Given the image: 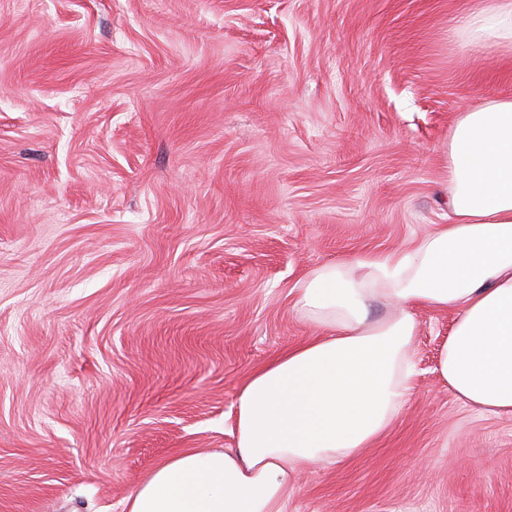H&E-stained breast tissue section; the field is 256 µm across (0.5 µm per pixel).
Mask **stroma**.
<instances>
[{
    "mask_svg": "<svg viewBox=\"0 0 512 512\" xmlns=\"http://www.w3.org/2000/svg\"><path fill=\"white\" fill-rule=\"evenodd\" d=\"M495 0H0V512H124L159 460L234 447L293 288L448 221L460 112L512 96ZM389 433L289 512H512V414L434 371L416 314ZM501 3L472 16L466 24L472 41L485 47L510 42L512 45V1Z\"/></svg>",
    "mask_w": 512,
    "mask_h": 512,
    "instance_id": "stroma-1",
    "label": "stroma"
}]
</instances>
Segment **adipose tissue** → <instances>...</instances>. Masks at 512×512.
I'll return each mask as SVG.
<instances>
[{
	"instance_id": "obj_1",
	"label": "adipose tissue",
	"mask_w": 512,
	"mask_h": 512,
	"mask_svg": "<svg viewBox=\"0 0 512 512\" xmlns=\"http://www.w3.org/2000/svg\"><path fill=\"white\" fill-rule=\"evenodd\" d=\"M466 27L477 45L512 43V0ZM448 176L452 223L301 280L294 307L316 334L249 375L235 447L156 463L126 512H288L302 471L358 456L403 412L421 308L455 316L437 366L455 397L512 413V97L458 116Z\"/></svg>"
}]
</instances>
